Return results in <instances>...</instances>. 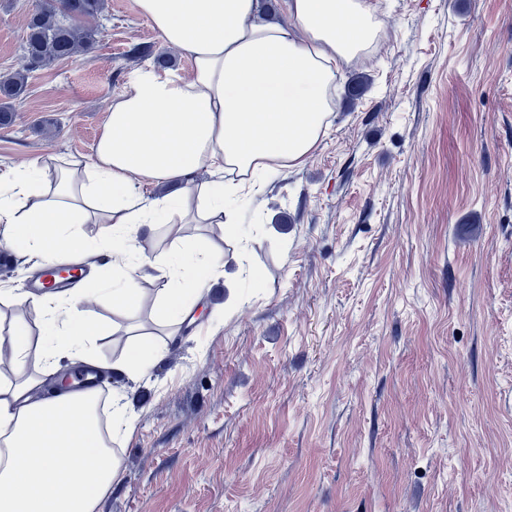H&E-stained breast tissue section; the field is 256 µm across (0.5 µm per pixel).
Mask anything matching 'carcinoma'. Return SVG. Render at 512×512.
<instances>
[{
  "label": "carcinoma",
  "mask_w": 512,
  "mask_h": 512,
  "mask_svg": "<svg viewBox=\"0 0 512 512\" xmlns=\"http://www.w3.org/2000/svg\"><path fill=\"white\" fill-rule=\"evenodd\" d=\"M103 9L104 0H50L30 15L20 66L0 79L1 126L12 122V103L25 94L30 71L69 59L97 42L99 28L78 27L74 21L94 19Z\"/></svg>",
  "instance_id": "cac0c4a2"
}]
</instances>
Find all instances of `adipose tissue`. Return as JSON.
<instances>
[{
	"label": "adipose tissue",
	"instance_id": "obj_1",
	"mask_svg": "<svg viewBox=\"0 0 512 512\" xmlns=\"http://www.w3.org/2000/svg\"><path fill=\"white\" fill-rule=\"evenodd\" d=\"M288 23L268 20L261 0H137L140 13L169 46L187 52L189 73L138 69L113 101L91 161L59 165L58 183L44 166L0 174V246L42 264L107 257L124 282L111 289L117 310L143 303L139 280L161 272L165 315L192 314L205 283L223 266L222 252L182 245L176 254L141 253L136 233L163 223L179 236V210L220 224L243 192H262L285 170L304 164L334 106L336 71L373 51L380 21L372 0H286ZM213 180L197 195L195 177ZM178 182L181 195L141 192ZM100 224L88 237L83 225ZM0 299L40 310L47 330L42 371L61 360L90 364L100 328L85 315L84 291L34 294L17 288ZM30 330L10 324L0 377V512H96L120 473L107 448L90 391L54 390L35 399L38 377L25 373ZM67 460L60 470L58 460Z\"/></svg>",
	"mask_w": 512,
	"mask_h": 512
}]
</instances>
